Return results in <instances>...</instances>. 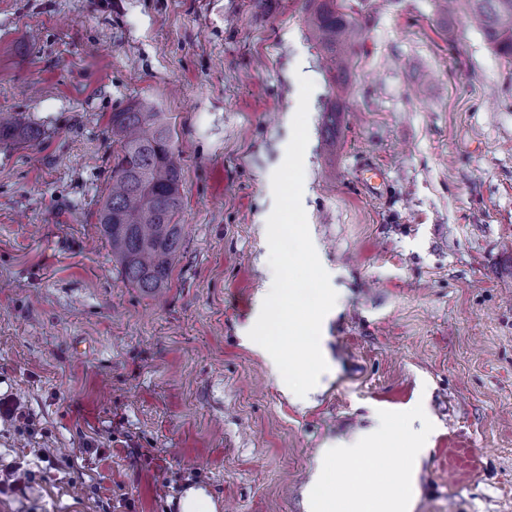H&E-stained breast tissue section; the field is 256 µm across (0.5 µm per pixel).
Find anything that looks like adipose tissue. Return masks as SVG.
Instances as JSON below:
<instances>
[{"label": "adipose tissue", "instance_id": "adipose-tissue-1", "mask_svg": "<svg viewBox=\"0 0 512 512\" xmlns=\"http://www.w3.org/2000/svg\"><path fill=\"white\" fill-rule=\"evenodd\" d=\"M427 441L426 430L384 417L372 428L321 448L307 486L306 512H413L416 472ZM396 449L401 468L371 466L381 447Z\"/></svg>", "mask_w": 512, "mask_h": 512}]
</instances>
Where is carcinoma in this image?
Masks as SVG:
<instances>
[{
    "mask_svg": "<svg viewBox=\"0 0 512 512\" xmlns=\"http://www.w3.org/2000/svg\"><path fill=\"white\" fill-rule=\"evenodd\" d=\"M471 21L498 56L512 60V0H467ZM309 38L333 73L326 141L336 146V113L344 111L348 65L361 44L349 0H304ZM119 152L105 201L98 210L102 236L124 279L146 293L168 286L181 249V167L170 128L152 104L138 101L112 113ZM36 129L19 115L0 117V142L31 141Z\"/></svg>",
    "mask_w": 512,
    "mask_h": 512,
    "instance_id": "obj_1",
    "label": "carcinoma"
}]
</instances>
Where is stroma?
Returning a JSON list of instances; mask_svg holds the SVG:
<instances>
[{
    "label": "stroma",
    "mask_w": 512,
    "mask_h": 512,
    "mask_svg": "<svg viewBox=\"0 0 512 512\" xmlns=\"http://www.w3.org/2000/svg\"><path fill=\"white\" fill-rule=\"evenodd\" d=\"M437 2L359 5L330 152L301 0H0V114L42 132L0 145V512H180L192 488L226 512H304L318 449L377 412L431 428L413 512H512V65L465 0ZM302 76V204L338 294L303 405L240 339ZM141 99L185 201L155 295L97 224L110 117ZM357 177L369 194H380L381 187L384 184V174L379 167L371 164H364L359 169Z\"/></svg>",
    "instance_id": "1"
}]
</instances>
